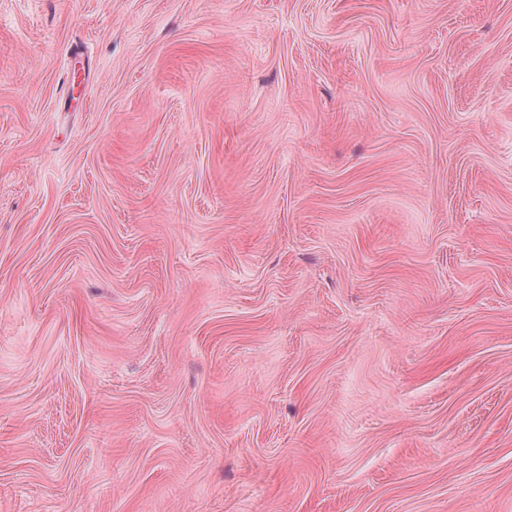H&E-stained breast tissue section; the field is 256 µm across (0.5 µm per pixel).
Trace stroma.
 Wrapping results in <instances>:
<instances>
[{
	"instance_id": "obj_1",
	"label": "stroma",
	"mask_w": 512,
	"mask_h": 512,
	"mask_svg": "<svg viewBox=\"0 0 512 512\" xmlns=\"http://www.w3.org/2000/svg\"><path fill=\"white\" fill-rule=\"evenodd\" d=\"M0 512H512V0H0Z\"/></svg>"
}]
</instances>
